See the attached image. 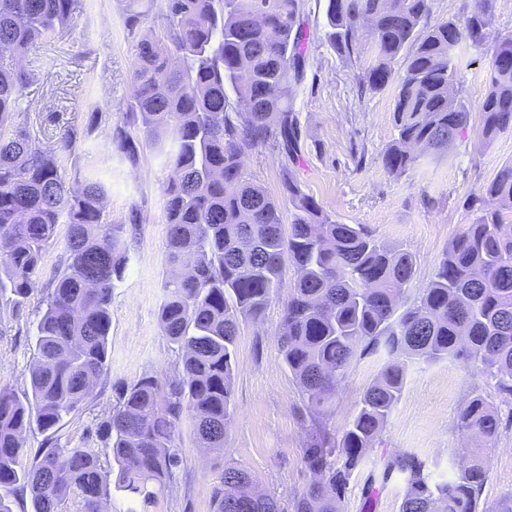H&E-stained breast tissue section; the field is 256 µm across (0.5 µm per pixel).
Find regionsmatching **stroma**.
<instances>
[{
    "label": "stroma",
    "instance_id": "obj_1",
    "mask_svg": "<svg viewBox=\"0 0 512 512\" xmlns=\"http://www.w3.org/2000/svg\"><path fill=\"white\" fill-rule=\"evenodd\" d=\"M324 10L325 0H307L312 64L293 99L302 128L301 155L291 162L276 150L259 148L246 156L244 172L275 196L283 177L291 176L338 222L366 225L386 245L411 252L417 260L410 290L415 296L459 228L473 223V194L512 161V130L482 140L479 109L488 89V56L482 48L469 50L457 86L470 110L466 130L447 157L423 160L398 178L389 175L380 157L395 134V88L360 93V66L346 65L323 40ZM121 14L120 0H84L64 38V65L42 73L31 88L30 132L36 143L55 136L66 119L85 121L103 112L115 122L125 112L132 94V55ZM66 173L90 175L105 185V221L121 223L134 208L142 217L125 279L112 295L110 369L84 411L58 433L61 445L74 448L94 435L115 387L148 370L172 373L178 351L158 319L167 270L162 186L170 171L164 159L146 148L137 164L126 163L115 153L108 131L100 129L69 158ZM282 303L275 298L262 320L241 329L233 385L236 415L223 453L199 448L192 433L183 431L177 488L160 495L154 512H211L216 477L228 464L250 471L259 489L274 494L286 508L306 489L311 480L302 464L306 430L296 413L301 395L275 342ZM34 315L29 307L20 316L0 320V386L20 388L28 372L34 353L28 327ZM382 365L371 357L353 365L336 394L333 429L343 431ZM475 391L486 395L500 419L480 504L491 507L512 497V396L498 392L491 377L453 362L407 366L402 397L372 460L413 452L431 465L435 477L449 475L460 462V449L475 443L455 426L458 410Z\"/></svg>",
    "mask_w": 512,
    "mask_h": 512
}]
</instances>
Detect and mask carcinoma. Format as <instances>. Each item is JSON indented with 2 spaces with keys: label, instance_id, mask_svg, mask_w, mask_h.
Returning <instances> with one entry per match:
<instances>
[{
  "label": "carcinoma",
  "instance_id": "carcinoma-1",
  "mask_svg": "<svg viewBox=\"0 0 512 512\" xmlns=\"http://www.w3.org/2000/svg\"><path fill=\"white\" fill-rule=\"evenodd\" d=\"M495 0H476L460 19L431 25L432 0H327L325 43L346 63L373 59L360 79L370 92L397 84L396 137L381 155L400 177L425 156L440 159L469 120L453 96L464 50L484 45ZM81 0H0V316L17 315L40 294L32 333L33 360L23 389L0 387V512L30 497L32 512H105L112 491L127 512H150L174 488L176 441L189 424L198 446L224 452L236 408L235 354L241 327L257 321L277 297L283 268L294 280L283 303L276 344L302 394L307 431L302 463L311 474L292 512H339L336 502L370 458L398 404L406 364L458 363L496 379L512 395V161L473 199L476 218L444 251L427 288L406 305L400 298L416 260L385 245L363 224H341L288 178L283 200L244 176L243 158L269 146L292 160L301 150L293 85L310 63L306 0H125L123 27L133 56V94L111 130L121 159L140 148L171 170L163 191L168 224L159 321L179 351L174 372L151 371L117 389L97 425V441L62 448L48 434L77 415L110 363L107 336L112 293L124 278L141 217L103 221L105 188L88 177L76 189L61 175L68 157L109 116L97 112L37 145L28 126L25 91L36 73L23 65L36 45L64 37ZM512 34L489 60V89L480 105L481 132L491 140L512 129ZM404 59L398 70L394 63ZM66 256L48 280L38 271L59 225ZM386 364L366 389L341 436L328 425L336 393L359 360ZM456 427L489 444L500 420L475 391ZM44 439L27 467V436ZM452 477L437 480L414 453L381 456L367 492L399 474V512H512V498L479 510L488 465L483 447L462 449ZM211 512H284L254 489L246 469L226 466Z\"/></svg>",
  "mask_w": 512,
  "mask_h": 512
}]
</instances>
